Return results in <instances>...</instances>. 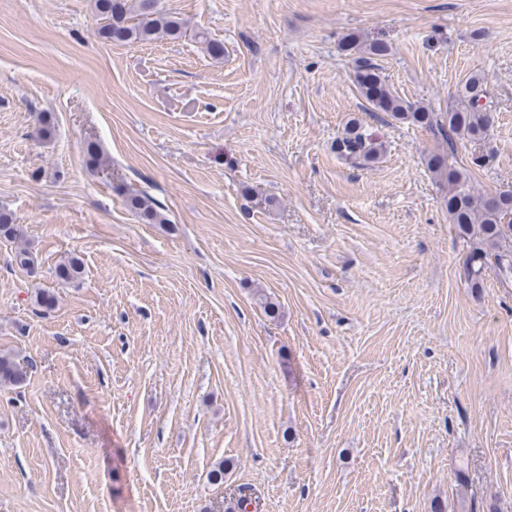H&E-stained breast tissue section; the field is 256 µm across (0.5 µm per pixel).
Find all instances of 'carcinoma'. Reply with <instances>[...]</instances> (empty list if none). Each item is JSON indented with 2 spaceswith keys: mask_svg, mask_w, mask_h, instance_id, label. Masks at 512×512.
<instances>
[{
  "mask_svg": "<svg viewBox=\"0 0 512 512\" xmlns=\"http://www.w3.org/2000/svg\"><path fill=\"white\" fill-rule=\"evenodd\" d=\"M93 11L101 21L99 37L108 42H147L168 36L187 34L186 24L161 7V0H93ZM194 38L207 54L224 57V44L199 31ZM344 48L359 53L353 83L368 104L370 112H382L398 123H408L431 130L453 144L454 138L482 140L493 125L491 112L480 105L482 79L472 75L448 103V111L434 112L417 101H410L391 90L379 71L375 58L388 54V45L373 42L364 45L353 35L345 39ZM336 152L347 160L375 162L384 153L382 144L372 139L359 122L348 123L336 138ZM429 171L443 191L442 202L448 222L467 245L462 275L473 288L480 287L486 269L494 265L503 273H512V190L483 195L473 190L466 170L449 162L447 153L430 154L426 158ZM126 205L148 224H165L167 218L154 200L143 193L126 196ZM21 237L12 214L0 211V239ZM83 264L71 256L57 267L56 274L65 282L81 277ZM26 372L9 356H0V384L20 385Z\"/></svg>",
  "mask_w": 512,
  "mask_h": 512,
  "instance_id": "1",
  "label": "carcinoma"
}]
</instances>
